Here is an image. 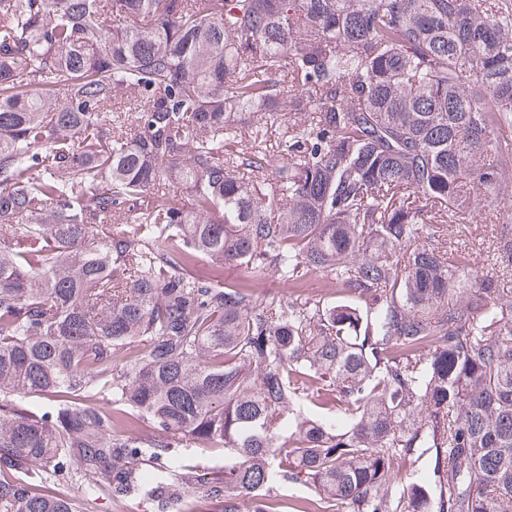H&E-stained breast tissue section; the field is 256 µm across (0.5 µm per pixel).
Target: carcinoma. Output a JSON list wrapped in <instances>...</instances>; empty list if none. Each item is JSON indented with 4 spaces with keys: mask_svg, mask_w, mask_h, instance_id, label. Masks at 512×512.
I'll list each match as a JSON object with an SVG mask.
<instances>
[{
    "mask_svg": "<svg viewBox=\"0 0 512 512\" xmlns=\"http://www.w3.org/2000/svg\"><path fill=\"white\" fill-rule=\"evenodd\" d=\"M509 167L512 0H0V512H512ZM459 224L463 225V232L459 233L456 238L448 240V254L456 255V249H463L465 244H468L467 239H491L494 234L493 229L496 228V224H493L489 219H486L484 212L481 210L479 205H469L459 216ZM466 241V243H463ZM450 255V256H451ZM237 282L248 284L253 289L255 295L260 299H264L269 293L280 292L289 297V295L312 297L316 295L328 294L336 299H340L342 294L338 292V288H334L328 280L320 273H312L306 275L296 289L288 284L280 282L276 276L270 277L264 282L252 283L248 280L247 274L243 269L236 266H224V282ZM185 456L181 464L193 461H205L212 466L224 467V448H197L194 444L185 447ZM68 491L81 508L89 497L97 498L95 501L97 512H157L151 508L147 501L143 500L141 495H133L124 499H112V495L104 488H95L92 491L81 474L76 471L69 475Z\"/></svg>",
    "mask_w": 512,
    "mask_h": 512,
    "instance_id": "carcinoma-1",
    "label": "carcinoma"
}]
</instances>
